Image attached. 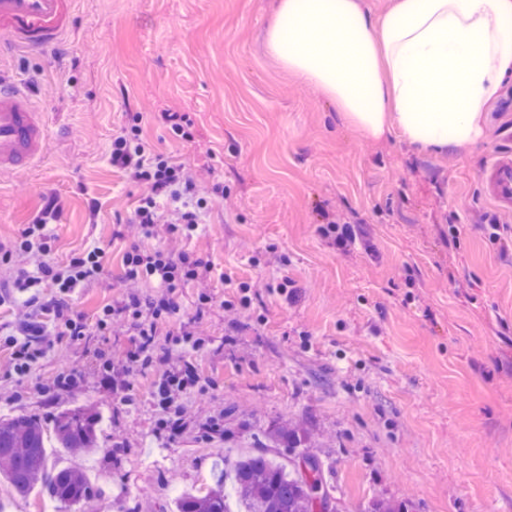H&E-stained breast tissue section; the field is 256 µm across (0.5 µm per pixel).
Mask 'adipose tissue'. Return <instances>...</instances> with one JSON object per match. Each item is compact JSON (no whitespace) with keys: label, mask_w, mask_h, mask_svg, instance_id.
Here are the masks:
<instances>
[{"label":"adipose tissue","mask_w":512,"mask_h":512,"mask_svg":"<svg viewBox=\"0 0 512 512\" xmlns=\"http://www.w3.org/2000/svg\"><path fill=\"white\" fill-rule=\"evenodd\" d=\"M267 52L371 139L439 152L482 144L512 77V0H279Z\"/></svg>","instance_id":"adipose-tissue-1"}]
</instances>
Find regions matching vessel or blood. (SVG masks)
<instances>
[{"label": "vessel or blood", "mask_w": 512, "mask_h": 512, "mask_svg": "<svg viewBox=\"0 0 512 512\" xmlns=\"http://www.w3.org/2000/svg\"><path fill=\"white\" fill-rule=\"evenodd\" d=\"M75 0H0V38L16 48L48 52L72 31ZM50 126L45 113L14 81L0 79V172L35 165L45 155ZM481 182L487 198L512 210V155L493 157Z\"/></svg>", "instance_id": "obj_1"}]
</instances>
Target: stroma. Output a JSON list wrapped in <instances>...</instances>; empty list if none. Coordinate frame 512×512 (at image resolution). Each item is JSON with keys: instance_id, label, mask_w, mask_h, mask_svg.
<instances>
[{"instance_id": "stroma-1", "label": "stroma", "mask_w": 512, "mask_h": 512, "mask_svg": "<svg viewBox=\"0 0 512 512\" xmlns=\"http://www.w3.org/2000/svg\"><path fill=\"white\" fill-rule=\"evenodd\" d=\"M278 2L77 0L75 33L55 59L0 56V71L63 120L38 167L0 173V247L54 196L64 215L49 227L48 261L65 266L89 245L103 253L101 277L72 299L86 336H58L21 378L0 345V416L49 428L68 408L100 415L98 448L80 462L103 493L54 505L3 482L0 512H172L173 492L209 486L217 458L287 421L313 435L335 512L372 498L416 512H512V212L490 205L480 180L496 153H512V86L480 145L432 154L394 135L371 140L267 53ZM171 107L188 113L192 140L157 121ZM135 114L157 150L213 167L225 191L186 243L214 267V300L200 306L186 284L159 325L162 352L189 330L206 339L192 356L197 416L175 438L157 427L156 373L129 361L136 337L96 328L122 300L117 232L141 193L107 152ZM334 221L353 224L354 242L328 232ZM274 252L285 264L269 265ZM228 278L287 288L258 289L230 316ZM107 351L110 381L98 374ZM70 369L83 383L53 402ZM213 412L223 431L208 440Z\"/></svg>"}]
</instances>
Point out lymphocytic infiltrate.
Listing matches in <instances>:
<instances>
[{
  "instance_id": "obj_1",
  "label": "lymphocytic infiltrate",
  "mask_w": 512,
  "mask_h": 512,
  "mask_svg": "<svg viewBox=\"0 0 512 512\" xmlns=\"http://www.w3.org/2000/svg\"><path fill=\"white\" fill-rule=\"evenodd\" d=\"M140 122V116H132L113 136L108 152L112 166L143 184L145 190L126 224L129 245L121 281L125 297L120 305L103 308L97 328L111 332L122 327L139 336L140 345L131 361L140 368L158 371L155 397L162 411L160 427L175 435L193 413L188 397L198 391L199 381L189 356L201 349L204 341L185 333L177 341V366L167 369L172 358L154 349L157 323L177 310L176 291L186 283L200 288V304L212 301V264L183 249L182 244L199 231L209 198L223 194L224 187L211 180L208 173L187 168L153 148L143 138ZM59 218L56 199H48L13 246L0 250V267L11 269L14 286L22 295L15 333L0 338V344L10 349L13 371L19 376L31 370L51 343V330L35 321V314H53L68 335H84L86 325L72 315L69 301L77 288L102 273L101 251L95 246L74 254L62 268L46 262L50 239L47 227ZM160 235L166 236V246L142 249V241ZM46 283L55 288L54 296L48 299L40 294ZM147 283L154 287V294H141V286Z\"/></svg>"
}]
</instances>
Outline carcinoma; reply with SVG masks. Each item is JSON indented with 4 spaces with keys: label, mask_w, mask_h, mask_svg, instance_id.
I'll return each instance as SVG.
<instances>
[{
    "label": "carcinoma",
    "mask_w": 512,
    "mask_h": 512,
    "mask_svg": "<svg viewBox=\"0 0 512 512\" xmlns=\"http://www.w3.org/2000/svg\"><path fill=\"white\" fill-rule=\"evenodd\" d=\"M98 416L84 409H69L56 419L55 437L59 447L72 456H82L96 448ZM288 449L311 464V471H291L264 452L270 446ZM258 451L238 460L232 484L241 512H316L312 487L324 486L320 459L307 452L312 447L309 432L298 425H283L256 438ZM0 478L17 493L26 494L41 486L53 499L80 504L101 494L86 474L74 467H52L46 453V429L24 414L0 418ZM176 512H227L224 503V476L217 477L206 492H184ZM357 512H409L407 504L370 499Z\"/></svg>",
    "instance_id": "obj_1"
}]
</instances>
